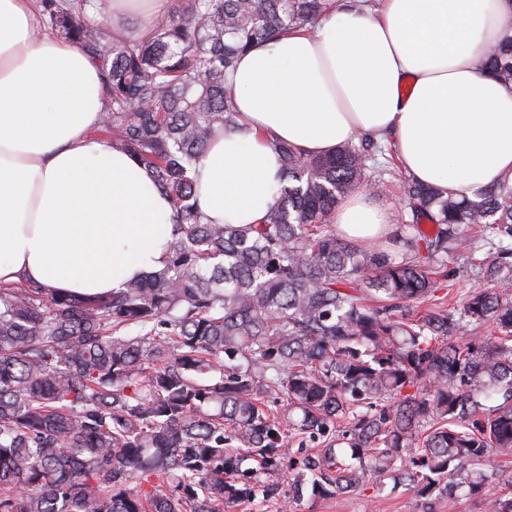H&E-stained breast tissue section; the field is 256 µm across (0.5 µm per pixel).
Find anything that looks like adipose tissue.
I'll list each match as a JSON object with an SVG mask.
<instances>
[{"label":"adipose tissue","mask_w":512,"mask_h":512,"mask_svg":"<svg viewBox=\"0 0 512 512\" xmlns=\"http://www.w3.org/2000/svg\"><path fill=\"white\" fill-rule=\"evenodd\" d=\"M510 14L512 0H337L315 33L250 49L229 77L238 126L217 131L197 167L200 211L261 223L277 143L324 155L359 134L389 137L415 180L458 196L512 181V87L475 68ZM105 110L99 66L39 32L34 0H0V286L108 294L163 267L173 206L95 136ZM333 222L370 244L391 212L355 194Z\"/></svg>","instance_id":"obj_1"}]
</instances>
